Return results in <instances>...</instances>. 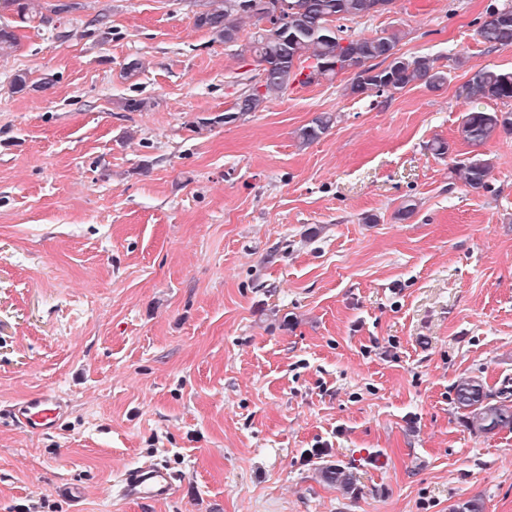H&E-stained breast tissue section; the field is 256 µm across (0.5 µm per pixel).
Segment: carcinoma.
<instances>
[{"label": "carcinoma", "instance_id": "carcinoma-1", "mask_svg": "<svg viewBox=\"0 0 512 512\" xmlns=\"http://www.w3.org/2000/svg\"><path fill=\"white\" fill-rule=\"evenodd\" d=\"M215 6L197 15L195 24L235 44L239 40L238 19L252 15L264 23L249 40L247 52L258 67L259 87L243 92L231 107L240 114L257 112L273 95L293 82L313 84L337 75L353 74L345 91L361 96L369 91L386 93L423 84L440 89L448 75L428 56L405 57L398 46L405 36L400 28L374 36L344 33L340 20H356L389 9L392 0H214ZM478 35L492 47L512 46V0L492 9ZM463 92L475 102L485 99L512 103V71L489 66L472 67ZM334 117L324 112L299 128L297 138L311 144L332 126ZM512 134V112H487L477 107L466 113L461 135L472 146H480L497 132ZM465 185L487 188L489 162L476 154L461 166ZM455 404L468 426L489 434L512 428V399L491 394L481 379L460 378L455 386ZM327 484L346 493L353 490L354 476L346 467L329 464L320 468Z\"/></svg>", "mask_w": 512, "mask_h": 512}]
</instances>
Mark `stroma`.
Returning a JSON list of instances; mask_svg holds the SVG:
<instances>
[{
  "mask_svg": "<svg viewBox=\"0 0 512 512\" xmlns=\"http://www.w3.org/2000/svg\"><path fill=\"white\" fill-rule=\"evenodd\" d=\"M498 2L346 21L402 27L441 89L354 97L345 73L229 122L256 18L230 46L195 25L209 0L0 11L19 36L0 51V408L70 406L47 434L0 417V512H512V430L454 404L460 377L512 383V134H460L472 67L512 70L477 34ZM476 154L480 190L458 175ZM154 461L184 475L173 498L117 497ZM334 117L331 113H321L316 116L312 121L296 132L297 138L303 144H311L321 138L329 128L332 126ZM319 473L324 482L339 490L349 493L354 489L353 473L346 467L329 464L321 467Z\"/></svg>",
  "mask_w": 512,
  "mask_h": 512,
  "instance_id": "1",
  "label": "stroma"
}]
</instances>
